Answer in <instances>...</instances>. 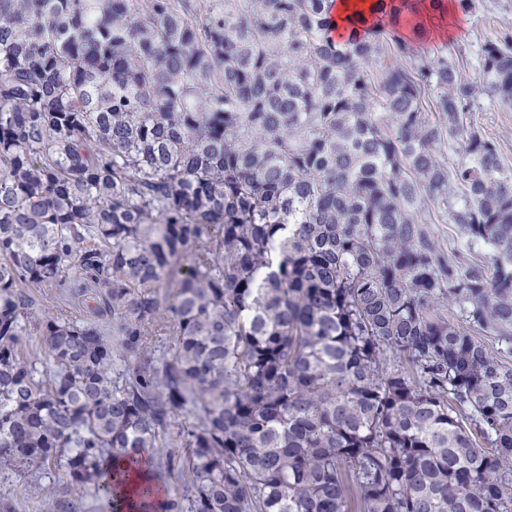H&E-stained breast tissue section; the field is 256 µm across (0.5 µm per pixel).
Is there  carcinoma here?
<instances>
[{
  "instance_id": "obj_1",
  "label": "carcinoma",
  "mask_w": 512,
  "mask_h": 512,
  "mask_svg": "<svg viewBox=\"0 0 512 512\" xmlns=\"http://www.w3.org/2000/svg\"><path fill=\"white\" fill-rule=\"evenodd\" d=\"M443 2L0 0V487L512 512V166L400 35ZM482 72L512 105L511 36ZM432 228L449 255L454 252H461L473 259L483 260L486 250L480 246L468 249L466 240L459 234L455 224L449 222L447 224H434Z\"/></svg>"
}]
</instances>
